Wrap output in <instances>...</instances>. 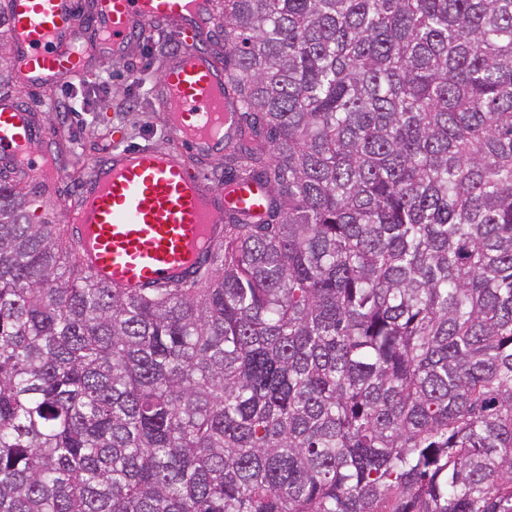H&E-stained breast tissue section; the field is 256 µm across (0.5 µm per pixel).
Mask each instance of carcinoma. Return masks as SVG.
I'll list each match as a JSON object with an SVG mask.
<instances>
[{
  "label": "carcinoma",
  "mask_w": 512,
  "mask_h": 512,
  "mask_svg": "<svg viewBox=\"0 0 512 512\" xmlns=\"http://www.w3.org/2000/svg\"><path fill=\"white\" fill-rule=\"evenodd\" d=\"M266 218L132 295L0 172V512H512V0H224Z\"/></svg>",
  "instance_id": "cac0c4a2"
}]
</instances>
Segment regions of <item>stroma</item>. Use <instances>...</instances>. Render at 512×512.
<instances>
[{
  "label": "stroma",
  "instance_id": "obj_1",
  "mask_svg": "<svg viewBox=\"0 0 512 512\" xmlns=\"http://www.w3.org/2000/svg\"><path fill=\"white\" fill-rule=\"evenodd\" d=\"M178 46L173 33L156 28L149 46L132 44L125 56L113 61L109 86L96 85V73H88L70 112H50L40 94L20 93L13 81H0V95L16 96L22 106L37 111L56 139L63 177L51 200L48 218L52 223H61L62 205L92 159L111 148L169 143L164 114L152 100L149 85L159 80L163 59Z\"/></svg>",
  "mask_w": 512,
  "mask_h": 512
}]
</instances>
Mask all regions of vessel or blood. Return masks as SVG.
<instances>
[{
  "label": "vessel or blood",
  "mask_w": 512,
  "mask_h": 512,
  "mask_svg": "<svg viewBox=\"0 0 512 512\" xmlns=\"http://www.w3.org/2000/svg\"><path fill=\"white\" fill-rule=\"evenodd\" d=\"M10 18L16 82L35 92L127 53L138 34L160 25L177 32L153 96L171 142L164 148L113 149L94 161L63 210L77 260L98 283L130 292L191 280L224 237L230 217L257 223L270 205L261 179L215 187L185 149L204 159L235 138L239 113L223 85L224 64L201 43L212 29L213 0H0ZM50 134L37 113L0 96V168L52 195L62 176L52 164Z\"/></svg>",
  "instance_id": "1"
}]
</instances>
